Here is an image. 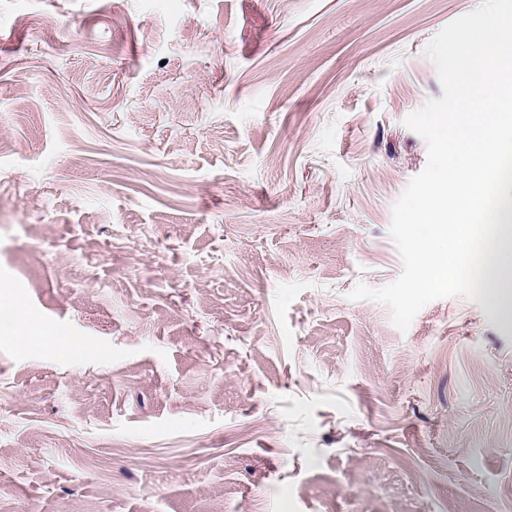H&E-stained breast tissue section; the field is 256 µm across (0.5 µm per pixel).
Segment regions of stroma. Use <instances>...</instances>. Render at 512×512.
I'll use <instances>...</instances> for the list:
<instances>
[{
  "label": "stroma",
  "instance_id": "obj_1",
  "mask_svg": "<svg viewBox=\"0 0 512 512\" xmlns=\"http://www.w3.org/2000/svg\"><path fill=\"white\" fill-rule=\"evenodd\" d=\"M481 0H0V512H512V319L407 332L423 51ZM3 299L5 304L12 309L16 316L13 335L21 342V343H30L37 339H42L47 335V331L38 327L34 323H32L25 313L22 311L20 307H16V304L3 293Z\"/></svg>",
  "mask_w": 512,
  "mask_h": 512
}]
</instances>
